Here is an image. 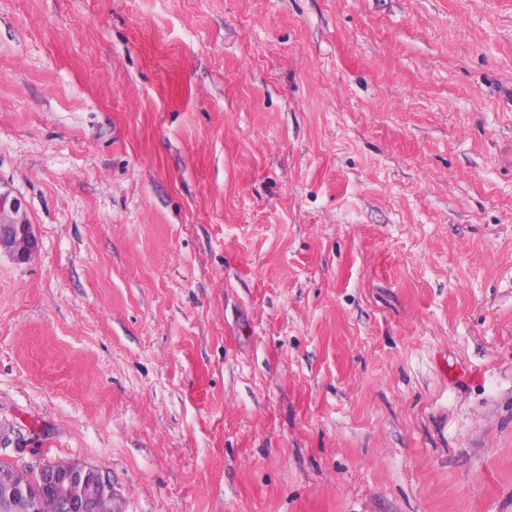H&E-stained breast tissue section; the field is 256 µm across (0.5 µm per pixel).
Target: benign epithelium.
Masks as SVG:
<instances>
[{
  "instance_id": "7a95c632",
  "label": "benign epithelium",
  "mask_w": 512,
  "mask_h": 512,
  "mask_svg": "<svg viewBox=\"0 0 512 512\" xmlns=\"http://www.w3.org/2000/svg\"><path fill=\"white\" fill-rule=\"evenodd\" d=\"M38 250V240L25 199L9 186L0 183V251L13 261L26 263ZM56 494L59 512H97V503L84 494L89 483L102 486L107 495L114 494L112 479L99 469L82 463H61L49 467L39 463L30 467ZM39 501L26 481L11 469L0 470V512H38Z\"/></svg>"
}]
</instances>
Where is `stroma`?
Segmentation results:
<instances>
[{
    "label": "stroma",
    "instance_id": "1",
    "mask_svg": "<svg viewBox=\"0 0 512 512\" xmlns=\"http://www.w3.org/2000/svg\"><path fill=\"white\" fill-rule=\"evenodd\" d=\"M0 181V459L512 512V0H0ZM37 250L38 240L25 199L0 183V251L17 263H26Z\"/></svg>",
    "mask_w": 512,
    "mask_h": 512
}]
</instances>
